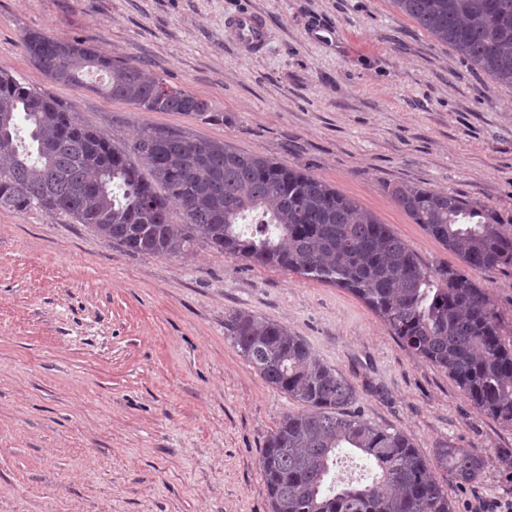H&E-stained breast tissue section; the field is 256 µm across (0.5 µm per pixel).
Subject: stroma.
Instances as JSON below:
<instances>
[{"instance_id":"35a3bbf8","label":"stroma","mask_w":512,"mask_h":512,"mask_svg":"<svg viewBox=\"0 0 512 512\" xmlns=\"http://www.w3.org/2000/svg\"><path fill=\"white\" fill-rule=\"evenodd\" d=\"M262 14L264 52L224 36ZM29 30L80 39L204 99L209 116L140 112L58 85L20 50ZM0 70L68 102L113 143L139 127L213 139L305 170L353 197L427 268L457 258L395 204L445 191L512 231V87L491 83L392 0H0ZM512 338V267L478 273ZM246 311L285 325L354 385L346 409L483 455L453 512L512 498V426L408 354L357 297L203 247L132 255L86 225L0 209V512H270L267 435L299 403L272 389L224 327Z\"/></svg>"}]
</instances>
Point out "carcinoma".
<instances>
[{
  "label": "carcinoma",
  "instance_id": "carcinoma-1",
  "mask_svg": "<svg viewBox=\"0 0 512 512\" xmlns=\"http://www.w3.org/2000/svg\"><path fill=\"white\" fill-rule=\"evenodd\" d=\"M493 82L512 87V0H393ZM17 46L55 84L104 72L107 96L142 112L205 116L208 104L82 40L32 30ZM399 208L462 267L427 271L371 211L298 168L214 140L147 128L118 147L72 106L0 70V209L65 215L129 254L178 257L197 246L256 267L281 268L359 298L402 346L441 368L480 409L512 426V341L477 272L512 265V233L488 210L446 192L396 189ZM180 221L173 220V214ZM228 336L265 382L299 402L267 436L260 469L271 512H453L435 471L479 481L486 459L443 446L423 456L410 435L343 413L357 394L308 343L247 312ZM353 448L370 482L328 479Z\"/></svg>",
  "mask_w": 512,
  "mask_h": 512
}]
</instances>
